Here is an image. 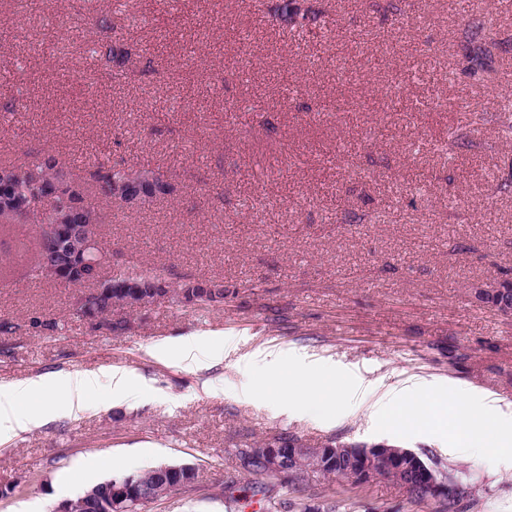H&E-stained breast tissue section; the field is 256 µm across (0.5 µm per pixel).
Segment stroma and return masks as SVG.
Returning <instances> with one entry per match:
<instances>
[{
	"label": "stroma",
	"mask_w": 512,
	"mask_h": 512,
	"mask_svg": "<svg viewBox=\"0 0 512 512\" xmlns=\"http://www.w3.org/2000/svg\"><path fill=\"white\" fill-rule=\"evenodd\" d=\"M279 0H0V162L46 154L66 168L104 161L176 188L139 208L104 204L113 269L164 268L169 281L223 279L207 308L164 297L114 309L96 331L75 288L33 278L38 226L0 231V382L123 369L131 394L100 384L82 414L57 413L0 445V512H53L94 485L163 464L197 468L194 487L138 512H246L224 498L240 450L292 435L387 442L437 455L473 488L469 512H512V447L452 454L431 418L370 417L387 390H466L512 420V318L471 300L512 270V0H471L502 49L487 94L460 71L458 0H318L310 38L274 15ZM117 47L103 69L94 39ZM470 147L447 153L449 131ZM23 239L29 251L15 257ZM59 322L52 336L30 318ZM220 336L231 349L185 369L160 340ZM276 358L256 386L239 361ZM313 386L333 416L293 411L281 388ZM358 512H432L385 481Z\"/></svg>",
	"instance_id": "obj_1"
}]
</instances>
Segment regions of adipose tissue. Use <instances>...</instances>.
<instances>
[{"instance_id":"adipose-tissue-1","label":"adipose tissue","mask_w":512,"mask_h":512,"mask_svg":"<svg viewBox=\"0 0 512 512\" xmlns=\"http://www.w3.org/2000/svg\"><path fill=\"white\" fill-rule=\"evenodd\" d=\"M173 348L190 369H200L224 358V341L220 338L215 339L209 349L202 348L200 340L195 338L180 341ZM173 348L158 343L152 346L151 353L164 357ZM104 381L109 383L113 397L123 398L128 393L131 376L123 369H109L0 383V444L12 435L43 424L54 405H62L72 416L82 413L89 394ZM447 412L451 413L455 434L463 443L462 455L469 458L499 455L498 447L483 448L476 442L482 433L496 428L499 422L496 406L476 403L460 391L447 397L421 386L410 393L391 390L374 405L371 416L383 420L390 418L398 426L406 427L419 415L429 413L439 420Z\"/></svg>"}]
</instances>
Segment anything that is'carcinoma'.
Returning a JSON list of instances; mask_svg holds the SVG:
<instances>
[{
    "label": "carcinoma",
    "mask_w": 512,
    "mask_h": 512,
    "mask_svg": "<svg viewBox=\"0 0 512 512\" xmlns=\"http://www.w3.org/2000/svg\"><path fill=\"white\" fill-rule=\"evenodd\" d=\"M282 15L291 24L308 32L323 28L326 24V12L311 4L305 5L297 0H287L282 7ZM463 38L473 45V54L465 56L464 70L469 85L477 86L484 82L485 74L493 70L494 56L500 43L494 39L485 23L479 18H467L463 29ZM90 180L96 194L108 201H116L127 207L144 204L158 197L171 196L175 187L161 174L151 171H129L109 166L103 162L90 171ZM90 199L86 184L65 170L55 157L46 155L17 163L0 164V226L15 224L29 218H38L44 212L52 215L53 223L59 226V236L70 239L74 224H102L100 210L95 204H87ZM112 250L96 240L84 239L73 249L59 251L56 241L44 238L38 241L33 271L48 280L55 276H65L70 282L73 269L95 267L98 270L99 287L112 289V301L118 303L139 292L143 297H170L181 304L191 301L197 306H209L214 293L224 294V282L213 279H187L173 285L165 270H151L130 273H112L110 261ZM491 293L487 300L493 303L509 301L512 303V283L504 281L489 285ZM294 447L306 463L295 468L288 480L281 482L291 498L288 509L291 512H352L357 502L351 497L334 499L332 497L314 507L308 504L305 492L310 474H317L310 446L299 438H294ZM241 466L250 476L245 484L239 486L232 480L224 485V491L232 494L243 493L242 499L267 494L268 485L262 476L259 464L247 459L246 451H241ZM465 501L453 499L434 512H464L472 497L469 484H464Z\"/></svg>",
    "instance_id": "carcinoma-1"
}]
</instances>
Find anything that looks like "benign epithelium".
<instances>
[{
	"mask_svg": "<svg viewBox=\"0 0 512 512\" xmlns=\"http://www.w3.org/2000/svg\"><path fill=\"white\" fill-rule=\"evenodd\" d=\"M101 292L100 288L90 290L87 295L76 301L75 309L80 314L86 315V320L92 325L105 329L110 320L108 315L87 313L89 301L99 296ZM256 452L262 455L264 472L282 480L288 478L291 472L290 465L296 459L294 454H285L283 448H258ZM320 453L330 464L349 462L351 464L349 480L362 486L386 480L407 494L412 490L413 485L405 481L403 470L411 468L420 481L418 487L424 489L428 499L434 503L440 504L450 498H457L462 492L459 484L439 477L438 470L429 460L409 448L393 446L386 442L371 445L328 443L320 449ZM157 475H159V482L149 493L139 496L138 503L155 502L171 493L173 488L169 485V481L174 477L184 476V480L177 485L179 489L195 483L197 479L196 468L191 465H162L157 468ZM128 489V483L111 480L104 483L101 488L87 490L74 499L59 503L53 512H87L92 503L104 496L109 501L108 512H127L125 503L128 498Z\"/></svg>",
	"mask_w": 512,
	"mask_h": 512,
	"instance_id": "benign-epithelium-1",
	"label": "benign epithelium"
}]
</instances>
